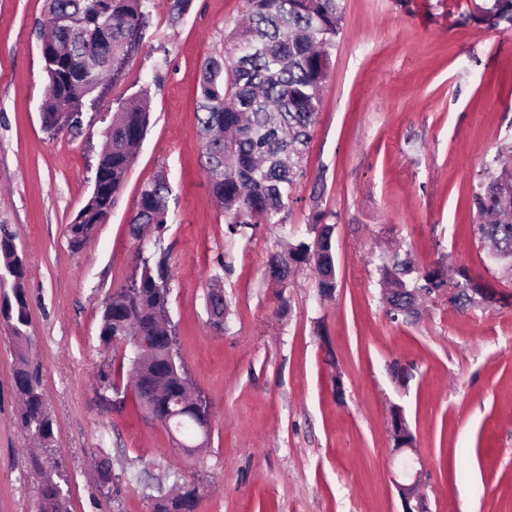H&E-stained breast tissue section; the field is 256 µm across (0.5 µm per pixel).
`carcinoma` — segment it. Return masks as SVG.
Wrapping results in <instances>:
<instances>
[{"label":"carcinoma","mask_w":512,"mask_h":512,"mask_svg":"<svg viewBox=\"0 0 512 512\" xmlns=\"http://www.w3.org/2000/svg\"><path fill=\"white\" fill-rule=\"evenodd\" d=\"M52 26L40 44L47 94L41 105L43 126L50 133L81 125L83 112L100 107L103 76L112 66V81L124 74L130 57L141 47L151 24L150 0H47ZM248 23L231 31L224 50L205 59L199 82L198 133L203 170L210 190L224 212L231 235L252 224H283L296 202L294 188L305 176L304 158L318 120L320 90L331 66V51L343 27L342 0H246ZM483 21L512 26V0H490ZM85 56L98 59L91 75L80 70ZM147 94L121 106L112 118V139L99 154L94 189L78 211L69 234L79 249L88 229L112 211L148 124ZM486 164V180L473 194L479 243L502 253L501 267L512 274V169ZM167 178L155 177L139 192L129 219L132 238L168 222ZM313 238L288 243L268 261L269 276L284 284L295 269L316 270L317 288L331 294L337 285L333 253L334 225L313 211ZM382 299L391 319L415 315L417 293L455 290L460 310L474 307L471 290L481 287L464 271L438 263L423 271L410 256L386 255L378 267ZM27 267L14 235L0 227V324L14 346L12 385L21 400L17 422L38 444L31 469L38 478L39 512H69L67 477L53 460L55 423L42 388V367L31 355ZM129 280L106 299L99 342L109 350L144 337L150 348L139 357L105 362L99 370V400L119 395L127 380L146 417L174 430L188 431L185 417L190 395L183 379L188 370L167 340L171 327L168 254L139 247Z\"/></svg>","instance_id":"cac0c4a2"}]
</instances>
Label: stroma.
I'll return each instance as SVG.
<instances>
[{"instance_id": "stroma-1", "label": "stroma", "mask_w": 512, "mask_h": 512, "mask_svg": "<svg viewBox=\"0 0 512 512\" xmlns=\"http://www.w3.org/2000/svg\"><path fill=\"white\" fill-rule=\"evenodd\" d=\"M151 0L141 50L80 128L48 133L39 27L45 0H0V226L28 268L32 353L56 423L55 457L71 512H150L174 476L197 483L195 512H402L392 483L390 413L400 406L422 460L430 512H512V277L491 265L473 224L486 160L512 145V26L479 20L483 0H342L343 30L321 90L305 177L285 223L231 235L197 137L203 61L224 47L244 0ZM147 92L149 123L115 205L84 247L67 226L93 190L112 114ZM165 173L161 235L181 357L210 399V441L183 455L133 394L100 403L103 299L125 285L140 188ZM324 177L318 203L310 196ZM335 227L337 288L311 269L281 286L270 256L307 235L313 210ZM418 268L463 267L495 302L466 312L427 304L392 321L381 300L383 251ZM229 313L213 327L207 295ZM13 347L0 329V512H35L31 446L16 423ZM109 459L112 493L96 463Z\"/></svg>"}]
</instances>
